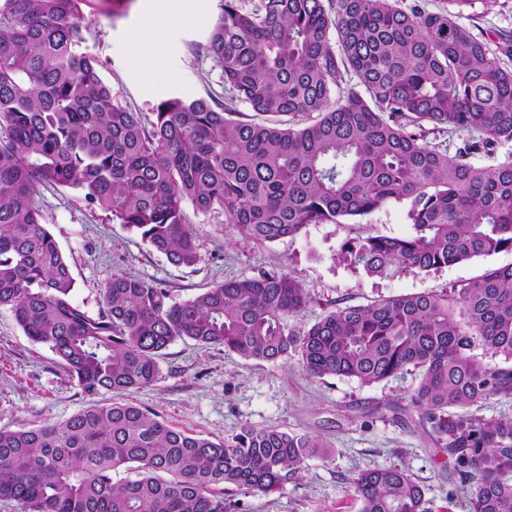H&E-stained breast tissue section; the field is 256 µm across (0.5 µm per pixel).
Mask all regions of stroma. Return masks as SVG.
<instances>
[{"label": "stroma", "instance_id": "stroma-1", "mask_svg": "<svg viewBox=\"0 0 512 512\" xmlns=\"http://www.w3.org/2000/svg\"><path fill=\"white\" fill-rule=\"evenodd\" d=\"M86 47L103 64L102 74L117 100L154 119L164 99L223 100L219 63L197 55L221 12V0H194V16L166 31L162 66L173 81L147 79L130 60L126 29L145 15V0H82ZM465 25L494 39L512 33V0H493L467 12ZM36 206L65 253L76 280L75 302L99 309V293L112 275L129 274L168 289L174 300L192 297L231 278L262 270H284L306 288L309 302L289 319L294 328L312 325L339 306L363 305L380 297L441 291L462 285L487 266L512 265V251L428 273L408 270L371 277L340 261L347 241L370 234L406 237L413 227L401 203H390L359 224H310L299 234L258 245L242 239L223 211L199 213L185 204L196 234L200 261L191 268L172 265L111 213L88 205L76 191L39 187ZM160 377L137 391L84 395L44 346L31 343L10 312L0 309V426L35 427L66 419L93 402L134 403L191 433L224 441L242 429L277 428L320 441L302 471L281 493L265 497L243 489L224 490V512H359L351 478L368 468L407 470L421 485L432 512H470L467 497L453 493V463L434 450L415 423L395 419L420 373L411 369L365 386L345 377L313 378L297 359H246L220 346L176 341L159 360Z\"/></svg>", "mask_w": 512, "mask_h": 512}]
</instances>
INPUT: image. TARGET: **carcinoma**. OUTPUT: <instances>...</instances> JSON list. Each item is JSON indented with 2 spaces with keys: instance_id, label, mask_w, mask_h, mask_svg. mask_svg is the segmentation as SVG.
<instances>
[{
  "instance_id": "carcinoma-1",
  "label": "carcinoma",
  "mask_w": 512,
  "mask_h": 512,
  "mask_svg": "<svg viewBox=\"0 0 512 512\" xmlns=\"http://www.w3.org/2000/svg\"><path fill=\"white\" fill-rule=\"evenodd\" d=\"M224 0L197 51L222 68L224 104L170 98L146 125L86 52L81 0H0V308L47 347L86 396L160 377L172 343L244 358L295 357L312 377L371 385L408 368L416 413L454 461L472 512H512V418L449 408L512 402V265L460 287L337 307L302 329L291 274L262 271L183 301L114 274L98 314L73 300L70 264L43 222L40 186L69 188L179 267L200 261L184 204L224 211L259 245L309 224L407 205L413 234H369L344 253L366 274L429 272L512 250V35L498 53L461 22L485 0ZM261 117L244 120L236 104ZM466 131L448 153L429 135ZM476 155L492 160L471 162ZM477 347L504 357L487 367ZM315 439L245 429L191 434L133 403L94 404L28 428L0 426V500L21 512H224V485L271 495L304 468ZM135 478L114 480L120 469ZM360 512H430L398 468L352 479Z\"/></svg>"
}]
</instances>
